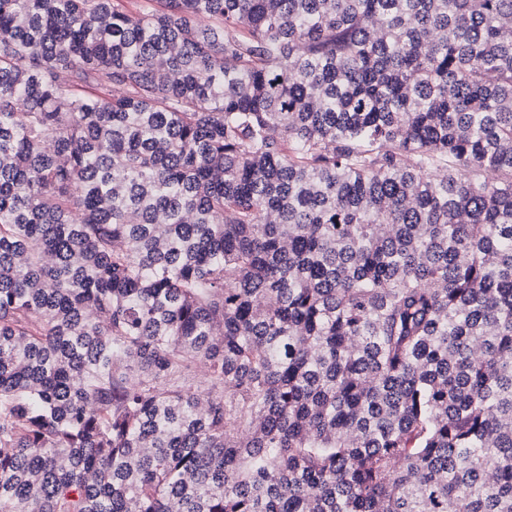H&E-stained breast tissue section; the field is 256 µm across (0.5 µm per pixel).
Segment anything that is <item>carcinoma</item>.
<instances>
[{"label": "carcinoma", "instance_id": "1", "mask_svg": "<svg viewBox=\"0 0 512 512\" xmlns=\"http://www.w3.org/2000/svg\"><path fill=\"white\" fill-rule=\"evenodd\" d=\"M155 2L0 0V512H512V0Z\"/></svg>", "mask_w": 512, "mask_h": 512}]
</instances>
